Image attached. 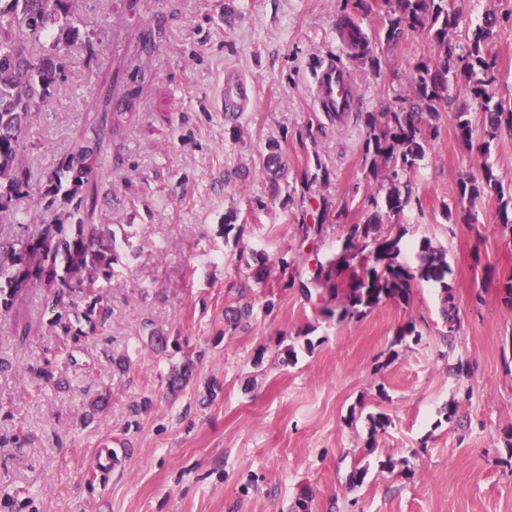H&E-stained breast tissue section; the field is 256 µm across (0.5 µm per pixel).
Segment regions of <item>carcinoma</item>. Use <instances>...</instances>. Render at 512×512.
Here are the masks:
<instances>
[{"instance_id":"1","label":"carcinoma","mask_w":512,"mask_h":512,"mask_svg":"<svg viewBox=\"0 0 512 512\" xmlns=\"http://www.w3.org/2000/svg\"><path fill=\"white\" fill-rule=\"evenodd\" d=\"M79 0H0V224L32 227V233L49 238L55 275L41 279L42 270L27 271L18 278L16 267L0 252V312L10 310L27 280H41L50 288H67L56 274L73 273L74 283L91 298L83 309H64L60 316L66 336H93L108 316L100 305L99 280L109 278L118 261L116 238L89 223L95 210L96 179L100 168V132L77 141L71 152L45 168L37 178L24 160L27 135L33 117L43 111L58 91L59 59L74 51L93 53L91 35L97 24L77 13ZM384 41L396 43L410 31H425L439 47L437 56L417 62L410 78L411 95L381 112H360L367 129L363 155L369 173L386 188L385 214L378 201L365 224L349 226L339 254L319 265L312 277L315 290L336 300L329 314L344 321L361 317L385 301L408 305L414 287L422 282L440 290L448 300L451 269L443 250L422 241L416 263L403 259L402 235L381 234L383 218L399 215L411 197L409 172L432 150L438 136L440 112L450 104V85L462 80L478 101L481 142L488 153L502 133L512 137V102L495 100L490 87L495 81L496 58L486 46L500 23L489 12L472 30L467 49L458 51L451 33L459 24L448 0H382ZM457 137L473 145L477 128L469 113L456 114ZM495 193L501 223L512 224V195L505 196L490 167L479 181L460 183L461 197L476 199ZM34 200L40 219L22 213L18 205ZM362 255L358 266L351 261ZM193 375L186 362L169 379L171 390L181 388Z\"/></svg>"}]
</instances>
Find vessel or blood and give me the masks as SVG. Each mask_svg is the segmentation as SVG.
Instances as JSON below:
<instances>
[{"instance_id":"obj_1","label":"vessel or blood","mask_w":512,"mask_h":512,"mask_svg":"<svg viewBox=\"0 0 512 512\" xmlns=\"http://www.w3.org/2000/svg\"><path fill=\"white\" fill-rule=\"evenodd\" d=\"M251 100L249 86L235 77H227L218 95L220 111L232 114L244 111ZM312 102L317 111L339 115L356 111L358 86L355 75L342 62L328 58L315 69Z\"/></svg>"}]
</instances>
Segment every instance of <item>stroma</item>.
<instances>
[{"mask_svg":"<svg viewBox=\"0 0 512 512\" xmlns=\"http://www.w3.org/2000/svg\"><path fill=\"white\" fill-rule=\"evenodd\" d=\"M368 2L365 13L353 0H140L133 11L127 0H81L80 13L104 25L98 59L65 60L58 93L32 121L28 166L40 172L103 122L110 86L136 90L128 113L104 123L93 218L130 239L101 284L109 316L95 335H63L53 294L36 286L0 314V512H291L304 492L311 512H512V308L502 299L512 226L500 224L496 197L459 195L488 167L512 192V138L486 155L458 141L457 113L479 111L464 84L452 85L435 147L409 175L408 205L382 226L402 234L407 260L424 237L445 251L456 328L427 283L410 305L386 301L342 322L327 313L334 300L298 288L340 251L345 225L368 219L369 198L385 196L363 162L362 122L314 109V64L343 56L361 111L379 112L437 52L419 32L384 42L381 4ZM453 6L462 49L485 12L502 16L493 91L512 99V0ZM115 18L120 29L108 28ZM340 20L361 33L347 53ZM228 70L254 90L232 120L211 106ZM317 162L329 179L303 188ZM260 268L243 296L249 322L230 323L238 285ZM409 322L415 335L399 337ZM154 333L166 350L151 346ZM188 359L191 382L169 392ZM377 412L389 423L374 432ZM107 444L122 462L105 477L92 463ZM357 466L367 474L353 485Z\"/></svg>","mask_w":512,"mask_h":512,"instance_id":"35a3bbf8","label":"stroma"}]
</instances>
